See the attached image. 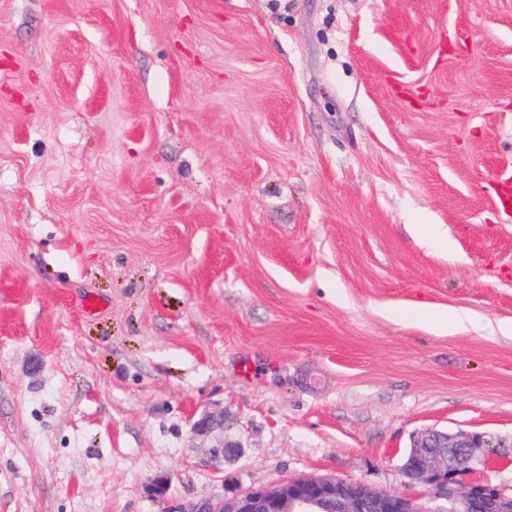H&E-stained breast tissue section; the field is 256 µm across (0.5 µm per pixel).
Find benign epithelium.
I'll return each instance as SVG.
<instances>
[{"label": "benign epithelium", "instance_id": "7a95c632", "mask_svg": "<svg viewBox=\"0 0 512 512\" xmlns=\"http://www.w3.org/2000/svg\"><path fill=\"white\" fill-rule=\"evenodd\" d=\"M195 435L220 438L211 446L224 455V414L205 413L192 424ZM491 443L484 435L428 430L414 438L402 465L420 494L377 491L362 482L332 476H302L218 498L189 501L175 512H512V495L489 479L461 483Z\"/></svg>", "mask_w": 512, "mask_h": 512}]
</instances>
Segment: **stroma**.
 I'll return each mask as SVG.
<instances>
[{
	"label": "stroma",
	"mask_w": 512,
	"mask_h": 512,
	"mask_svg": "<svg viewBox=\"0 0 512 512\" xmlns=\"http://www.w3.org/2000/svg\"><path fill=\"white\" fill-rule=\"evenodd\" d=\"M511 180L512 0H0V512L408 493L429 429L512 494ZM414 311L423 317L429 327L439 331L459 333L473 327L471 315L462 309L432 311L421 304L416 305ZM192 430L195 435L203 438L212 437L215 434L220 435V438L210 449L213 456H224V451L229 448H239L236 444H224V415L205 413L201 415L192 424Z\"/></svg>",
	"instance_id": "35a3bbf8"
}]
</instances>
